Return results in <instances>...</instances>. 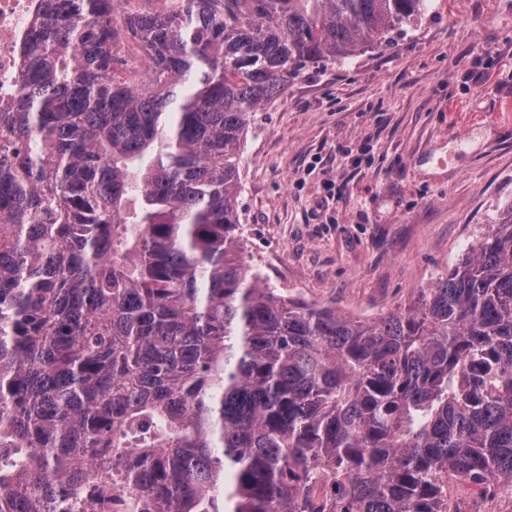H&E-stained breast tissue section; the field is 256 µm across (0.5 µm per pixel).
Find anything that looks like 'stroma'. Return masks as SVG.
Instances as JSON below:
<instances>
[{
    "label": "stroma",
    "instance_id": "1",
    "mask_svg": "<svg viewBox=\"0 0 512 512\" xmlns=\"http://www.w3.org/2000/svg\"><path fill=\"white\" fill-rule=\"evenodd\" d=\"M239 174L268 284L360 320L411 305L512 208V0H430L395 45L288 80Z\"/></svg>",
    "mask_w": 512,
    "mask_h": 512
}]
</instances>
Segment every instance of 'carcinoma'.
<instances>
[{
	"label": "carcinoma",
	"instance_id": "cac0c4a2",
	"mask_svg": "<svg viewBox=\"0 0 512 512\" xmlns=\"http://www.w3.org/2000/svg\"><path fill=\"white\" fill-rule=\"evenodd\" d=\"M47 0L0 112V512H448L512 488V209L372 321L241 253L242 142L428 0ZM149 80H117L122 41Z\"/></svg>",
	"mask_w": 512,
	"mask_h": 512
}]
</instances>
